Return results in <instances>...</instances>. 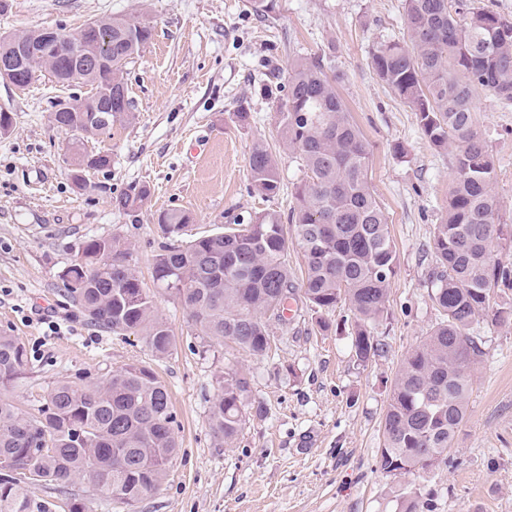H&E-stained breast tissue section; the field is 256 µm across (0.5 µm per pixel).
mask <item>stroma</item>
<instances>
[{"instance_id":"stroma-1","label":"stroma","mask_w":512,"mask_h":512,"mask_svg":"<svg viewBox=\"0 0 512 512\" xmlns=\"http://www.w3.org/2000/svg\"><path fill=\"white\" fill-rule=\"evenodd\" d=\"M113 15L154 28L126 67L135 118L96 145L107 171L69 176V134L53 129L56 101L88 86L39 73L25 90L0 82L12 128L0 135V332L24 343L27 374L10 396L36 412L58 382H95L130 364L153 369L176 416L179 452L159 490L129 505L75 478L68 491L93 512H398L403 496L419 512H512V323L480 326L484 356L473 372L467 415L447 460L398 478L379 467L391 382L405 355L438 320L430 298L432 231L448 199L447 153L422 134L409 107L375 75L373 46L406 35L404 0H279L258 17L249 0H10L0 33L52 28L77 34ZM325 56L370 151L369 179L388 216L397 251L388 309L374 334L383 345L368 364L351 351L347 305L316 314L297 298L286 321H271V347L256 358L232 342L202 347L185 312L156 282L152 255L160 211L181 209L195 235L248 223L256 213L288 214L303 177L283 149L274 88L290 60ZM250 110L239 126V106ZM477 127L496 162L498 220L512 224V109L491 92L474 99ZM264 141L279 157L281 190L251 194L248 154ZM146 187L131 212L114 199ZM121 236L175 337L157 357L142 336H115L69 303L58 278L89 237ZM333 323L322 331L320 321ZM242 369L266 413L243 424L233 447L214 438L210 410L225 372Z\"/></svg>"}]
</instances>
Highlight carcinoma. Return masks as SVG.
Wrapping results in <instances>:
<instances>
[{
    "instance_id": "cac0c4a2",
    "label": "carcinoma",
    "mask_w": 512,
    "mask_h": 512,
    "mask_svg": "<svg viewBox=\"0 0 512 512\" xmlns=\"http://www.w3.org/2000/svg\"><path fill=\"white\" fill-rule=\"evenodd\" d=\"M405 15L407 39L377 43L371 66L411 109L429 143L448 153L453 179L433 227L431 299L439 321L402 360L383 420L379 463L394 478L447 457L466 417L471 372L483 357L473 324L512 323V301L503 298L512 291V263L494 257L496 247L512 249V224L496 222L495 161L472 109L481 91L512 106V17L467 0H405ZM152 37L149 23L115 16L101 20L97 31L81 30L77 38L110 59L112 69L107 77L79 69L66 82L92 86L88 101L109 80L116 90L125 87L126 66ZM30 66L53 76L62 61L36 47ZM279 89L275 112L283 144L304 172L287 217L304 261V299L316 313L348 305L356 318L352 351L367 364L382 350L373 330L397 268L388 217L370 185L368 145L325 57L293 59ZM52 123L75 132L68 151L77 187L84 169L111 167L110 153L87 149L88 139L111 128L78 123L72 112L52 113ZM248 167L253 194H279V164L269 147L254 144ZM147 197L141 188L115 198L114 206L127 212ZM190 222L179 209L158 215L155 280L180 302L204 342L231 340L264 356L266 316L283 320L296 295L281 214L263 211L247 224L188 238ZM59 278L91 324L116 336H144L160 357L170 353L173 333L142 288L131 245L121 237L87 239ZM27 363L24 344L0 335V512H92L86 499L58 505L32 492L36 484L64 489L76 475L128 504L160 488L179 444L168 390L151 368L132 364L98 382H61L31 414L8 396L25 378ZM249 397L246 374L227 372L219 380L210 424L228 447L241 431Z\"/></svg>"
}]
</instances>
